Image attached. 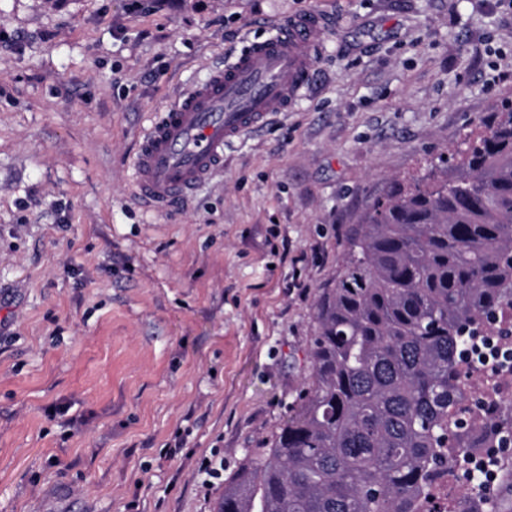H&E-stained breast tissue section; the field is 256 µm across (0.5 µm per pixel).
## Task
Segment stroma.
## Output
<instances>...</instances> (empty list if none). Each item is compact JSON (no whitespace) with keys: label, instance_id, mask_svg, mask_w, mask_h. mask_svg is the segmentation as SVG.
Here are the masks:
<instances>
[{"label":"stroma","instance_id":"stroma-1","mask_svg":"<svg viewBox=\"0 0 512 512\" xmlns=\"http://www.w3.org/2000/svg\"><path fill=\"white\" fill-rule=\"evenodd\" d=\"M139 1L0 0V512H214L310 378L366 207L512 99V0ZM312 6L307 96L141 204L152 112Z\"/></svg>","mask_w":512,"mask_h":512}]
</instances>
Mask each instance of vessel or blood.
Listing matches in <instances>:
<instances>
[{
	"mask_svg": "<svg viewBox=\"0 0 512 512\" xmlns=\"http://www.w3.org/2000/svg\"><path fill=\"white\" fill-rule=\"evenodd\" d=\"M331 26L317 8L284 17L153 113L133 160L136 196L169 210L223 168L226 145L290 111L311 85Z\"/></svg>",
	"mask_w": 512,
	"mask_h": 512,
	"instance_id": "1",
	"label": "vessel or blood"
}]
</instances>
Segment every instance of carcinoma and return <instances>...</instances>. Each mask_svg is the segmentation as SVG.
<instances>
[{
	"mask_svg": "<svg viewBox=\"0 0 512 512\" xmlns=\"http://www.w3.org/2000/svg\"><path fill=\"white\" fill-rule=\"evenodd\" d=\"M512 312V100L457 164L368 206L321 290L312 373L269 448L247 454L216 512H418L430 477L512 437V408L469 399ZM484 406L473 424L467 401ZM455 454H448V443ZM512 495V459H488Z\"/></svg>",
	"mask_w": 512,
	"mask_h": 512,
	"instance_id": "cac0c4a2",
	"label": "carcinoma"
}]
</instances>
